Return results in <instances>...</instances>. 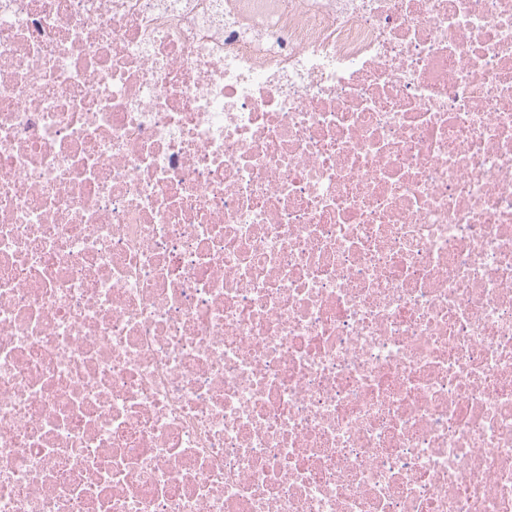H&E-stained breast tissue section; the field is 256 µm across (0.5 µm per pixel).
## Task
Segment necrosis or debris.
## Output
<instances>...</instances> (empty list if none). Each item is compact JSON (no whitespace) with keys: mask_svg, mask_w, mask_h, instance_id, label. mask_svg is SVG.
I'll use <instances>...</instances> for the list:
<instances>
[{"mask_svg":"<svg viewBox=\"0 0 512 512\" xmlns=\"http://www.w3.org/2000/svg\"><path fill=\"white\" fill-rule=\"evenodd\" d=\"M0 512H512V0H0Z\"/></svg>","mask_w":512,"mask_h":512,"instance_id":"necrosis-or-debris-1","label":"necrosis or debris"}]
</instances>
